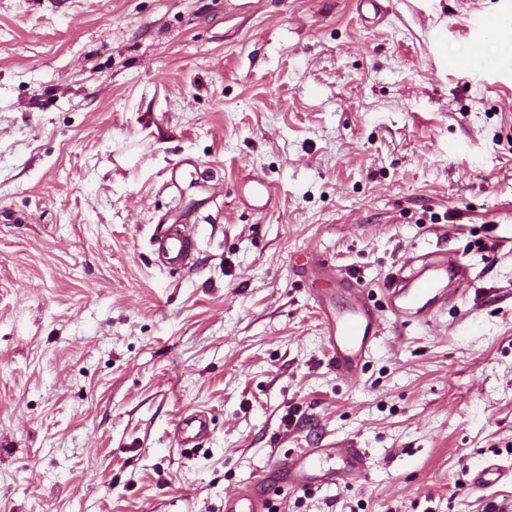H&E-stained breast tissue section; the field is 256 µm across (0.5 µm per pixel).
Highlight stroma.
Returning a JSON list of instances; mask_svg holds the SVG:
<instances>
[{
  "mask_svg": "<svg viewBox=\"0 0 512 512\" xmlns=\"http://www.w3.org/2000/svg\"><path fill=\"white\" fill-rule=\"evenodd\" d=\"M0 0V512H224L277 456L358 439L366 482L276 512H512V0ZM180 172V194L165 184ZM272 187L267 212L240 179ZM197 227L185 267L149 237ZM470 268L428 325L329 360L299 256L376 305ZM209 419L198 446L178 421ZM469 267L441 251L412 257L385 283L386 309L403 323L426 324L459 296ZM209 431V421L205 414L197 413L186 417L176 425L178 443L183 448H193L203 440ZM507 478L512 480L511 468L505 469L498 464H489L474 474L471 484L475 489H486Z\"/></svg>",
  "mask_w": 512,
  "mask_h": 512,
  "instance_id": "obj_1",
  "label": "stroma"
}]
</instances>
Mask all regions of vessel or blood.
I'll use <instances>...</instances> for the list:
<instances>
[{
    "label": "vessel or blood",
    "mask_w": 512,
    "mask_h": 512,
    "mask_svg": "<svg viewBox=\"0 0 512 512\" xmlns=\"http://www.w3.org/2000/svg\"><path fill=\"white\" fill-rule=\"evenodd\" d=\"M243 192L248 206L265 211L272 201V188L262 177L247 178ZM156 253L170 265L182 266L196 249L193 232L185 224H160L154 231ZM306 277L320 301L346 299L343 310L325 311L322 321L325 341L338 375L358 379L363 365L381 338L378 309L371 304L364 288L352 276L338 273L323 259L310 258L304 264ZM469 278L462 262L434 251L409 259L387 280L385 305L404 323L426 324L455 301ZM209 431L205 414L197 413L176 426L181 447H195ZM372 466L368 449L356 442H333L324 448H308L277 459L256 482L254 489L225 499L224 512H269L273 497L312 487L352 486L364 482ZM512 479V469L490 464L478 470L471 484L486 489L504 479Z\"/></svg>",
    "instance_id": "b4317fda"
}]
</instances>
